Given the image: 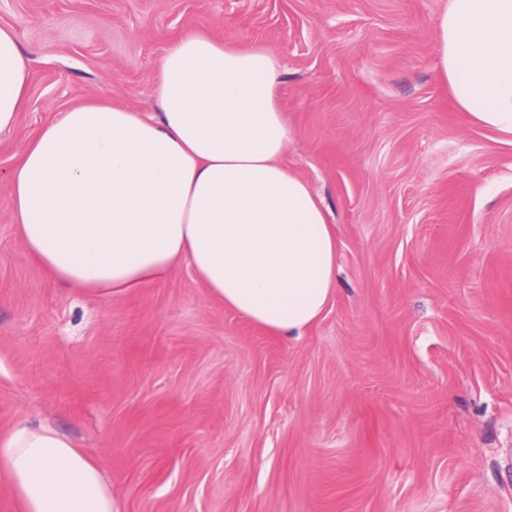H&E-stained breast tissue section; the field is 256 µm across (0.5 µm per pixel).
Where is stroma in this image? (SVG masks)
I'll return each instance as SVG.
<instances>
[{
  "label": "stroma",
  "instance_id": "1",
  "mask_svg": "<svg viewBox=\"0 0 512 512\" xmlns=\"http://www.w3.org/2000/svg\"><path fill=\"white\" fill-rule=\"evenodd\" d=\"M448 0H0L33 58L0 137V435L41 418L121 512H512V140L439 74ZM270 47L322 201L336 292L300 335L186 265L100 302L44 272L6 174L33 134L107 101L159 117L177 39Z\"/></svg>",
  "mask_w": 512,
  "mask_h": 512
}]
</instances>
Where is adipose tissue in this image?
Segmentation results:
<instances>
[{
  "label": "adipose tissue",
  "mask_w": 512,
  "mask_h": 512,
  "mask_svg": "<svg viewBox=\"0 0 512 512\" xmlns=\"http://www.w3.org/2000/svg\"><path fill=\"white\" fill-rule=\"evenodd\" d=\"M439 64L457 106L512 137V0H448ZM280 63L204 34L160 59L152 121L105 102L43 126L8 172L11 219L39 266L107 300L186 261L209 293L273 332L316 323L336 288V237L308 183L282 163L295 135ZM29 56L0 28V135L11 131ZM22 512H119L101 470L51 423L0 438Z\"/></svg>",
  "instance_id": "adipose-tissue-1"
}]
</instances>
